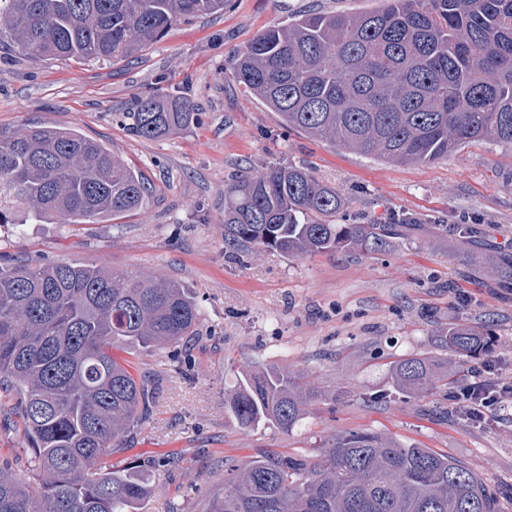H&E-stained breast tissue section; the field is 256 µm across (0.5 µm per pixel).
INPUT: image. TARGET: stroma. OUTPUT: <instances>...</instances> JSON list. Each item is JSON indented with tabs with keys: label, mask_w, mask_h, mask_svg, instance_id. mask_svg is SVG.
<instances>
[{
	"label": "stroma",
	"mask_w": 512,
	"mask_h": 512,
	"mask_svg": "<svg viewBox=\"0 0 512 512\" xmlns=\"http://www.w3.org/2000/svg\"><path fill=\"white\" fill-rule=\"evenodd\" d=\"M385 0H227L223 13L180 20L129 63L33 59L0 49V128H73L95 139L151 186L143 207L101 224H0V262H68L144 272L188 288L200 309L173 371L165 351L113 349L137 374L159 382L152 418L113 453L118 466L145 467L151 494L140 512H205L224 490V460L262 451L318 456L338 431L381 433L431 448L473 470L512 512V420L460 419L455 386L411 397L392 383L405 357H440V329L477 323L493 335L488 361L512 384V283L498 256L512 236V149L471 143L427 165H396L288 130L236 81L231 62L262 30L307 11L363 13ZM187 97L201 122L156 140L134 136L122 114L138 96ZM297 163L336 185L351 224L417 218L412 236L375 254L288 258L224 251V184L274 164ZM483 220L479 271L465 273L461 217ZM468 303L455 299L456 289ZM277 366L308 374L327 395L291 431L241 430L224 407L242 370ZM178 456L170 472L147 469ZM32 468L22 422L0 408V462Z\"/></svg>",
	"instance_id": "35a3bbf8"
}]
</instances>
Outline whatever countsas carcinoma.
Segmentation results:
<instances>
[{"label": "carcinoma", "instance_id": "carcinoma-1", "mask_svg": "<svg viewBox=\"0 0 512 512\" xmlns=\"http://www.w3.org/2000/svg\"><path fill=\"white\" fill-rule=\"evenodd\" d=\"M224 0H0V38L35 57L125 61L174 22ZM233 75L290 130L380 160L430 164L475 142L512 148V0H386L366 13L308 12L261 31ZM181 97L148 95L125 113L137 137L198 121ZM148 182L75 130H0V224H99L143 206ZM347 199L308 168L275 165L224 184V245L287 257L376 253L415 229L413 216L339 224ZM478 228L460 247L476 264ZM181 284L78 263L0 266V390L16 404L38 489L0 463V512H138L149 485L107 464L153 414L155 388L112 356L180 346L197 326ZM458 361L487 352L475 324L448 325ZM394 386L420 395L451 381L438 358L394 364ZM322 393L278 367L247 370L225 406L239 427L291 431ZM224 493L207 512H498L464 463L371 432L330 436L316 457L224 459Z\"/></svg>", "mask_w": 512, "mask_h": 512}]
</instances>
